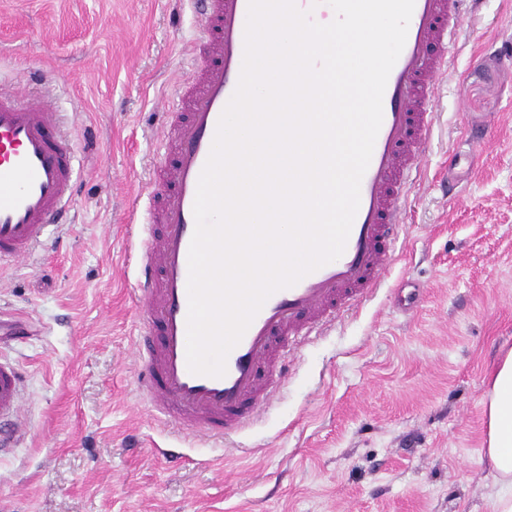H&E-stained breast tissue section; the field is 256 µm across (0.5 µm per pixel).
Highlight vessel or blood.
I'll return each mask as SVG.
<instances>
[{
  "mask_svg": "<svg viewBox=\"0 0 512 512\" xmlns=\"http://www.w3.org/2000/svg\"><path fill=\"white\" fill-rule=\"evenodd\" d=\"M479 0H415L404 47L383 95V121L360 184V204L340 258L272 294L231 350L226 373L187 366L188 253L194 201L219 118L238 85L248 0H191L200 64L165 115L171 160L149 197L151 222L135 236L141 293L139 388L155 413L180 429L230 438L252 423L284 376L286 361L332 327L345 308L381 288L404 224L411 186L422 174L434 126L433 104L448 72V46ZM77 193L76 151L51 100L21 103L0 85V262L27 259L60 223ZM22 374L0 360V447L24 430Z\"/></svg>",
  "mask_w": 512,
  "mask_h": 512,
  "instance_id": "vessel-or-blood-1",
  "label": "vessel or blood"
}]
</instances>
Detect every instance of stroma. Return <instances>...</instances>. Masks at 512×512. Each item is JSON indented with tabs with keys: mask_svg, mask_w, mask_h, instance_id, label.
I'll return each mask as SVG.
<instances>
[{
	"mask_svg": "<svg viewBox=\"0 0 512 512\" xmlns=\"http://www.w3.org/2000/svg\"><path fill=\"white\" fill-rule=\"evenodd\" d=\"M195 35L187 2L0 0V82L52 93L80 183L71 223L0 264L26 430L0 457V512H493L480 400L512 349V0H482L450 50L383 286L221 446L137 383L133 235Z\"/></svg>",
	"mask_w": 512,
	"mask_h": 512,
	"instance_id": "obj_1",
	"label": "stroma"
}]
</instances>
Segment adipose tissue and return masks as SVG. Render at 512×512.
Here are the masks:
<instances>
[{
	"label": "adipose tissue",
	"instance_id": "adipose-tissue-1",
	"mask_svg": "<svg viewBox=\"0 0 512 512\" xmlns=\"http://www.w3.org/2000/svg\"><path fill=\"white\" fill-rule=\"evenodd\" d=\"M482 405L487 417L483 453L497 483L494 512H512V350L492 368Z\"/></svg>",
	"mask_w": 512,
	"mask_h": 512
}]
</instances>
